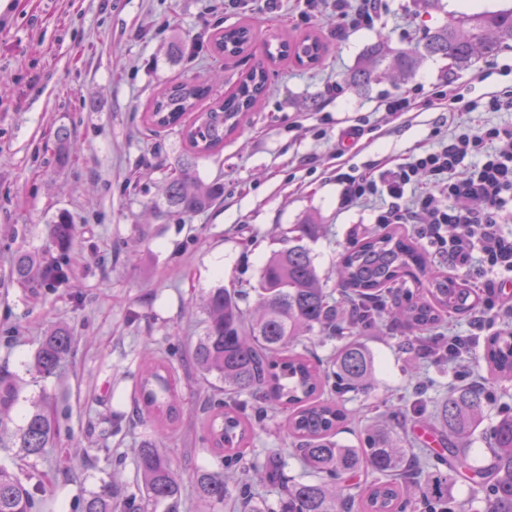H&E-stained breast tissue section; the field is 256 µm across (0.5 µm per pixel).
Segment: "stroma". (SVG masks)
I'll return each instance as SVG.
<instances>
[{
	"label": "stroma",
	"mask_w": 512,
	"mask_h": 512,
	"mask_svg": "<svg viewBox=\"0 0 512 512\" xmlns=\"http://www.w3.org/2000/svg\"><path fill=\"white\" fill-rule=\"evenodd\" d=\"M445 9L418 16L413 0H383L373 25L336 35V17L307 21L297 0H8L0 9V375L24 387L27 397L46 392L55 402L59 435L39 460L44 512H80L88 491L113 481L121 496L137 490L134 453L154 428L133 418L131 395L145 357L160 356L176 369L174 388L182 415L164 448L182 482L201 467L223 471L207 449L202 417L211 391L191 363L188 346L203 333L202 299L224 286L252 290L273 252L293 246L295 225L314 221L323 230L306 241L326 290L341 294L342 255L374 231L376 202L340 204L337 171H375L437 147L467 126L512 121V111L418 108L386 115V98L455 80L466 98L512 86V49L468 69L428 59L410 79H384L365 89L345 84L365 49L384 40L407 47L426 28L447 23L455 11L497 10L512 0H444ZM248 22L249 54L226 58L213 36ZM319 37L320 63L265 62L266 42ZM266 63L269 90L245 113L236 131L213 154L195 160L198 178L224 193L191 215L155 214L178 160L191 150L179 128H157L145 116L150 101L176 80H207L219 101L250 68ZM364 130L344 155L336 143L351 126ZM72 143L57 159L56 132ZM74 228L64 281L35 286L14 281L17 253L58 255L53 230ZM512 321L497 310L491 325L474 315L448 314L440 333L471 339L462 365L433 364L406 350L394 315L363 329L374 357V390L340 400L348 416L340 440L358 446L365 427L400 414L416 384L426 379L425 403L435 408L449 387L483 382L488 403L468 453L488 459L485 436L512 414V380L490 376L482 358L487 340ZM74 336L61 377L33 380L28 371L42 336L57 325ZM24 402L15 409L23 414ZM291 439L279 418L258 424L246 459L264 462L268 449Z\"/></svg>",
	"instance_id": "35a3bbf8"
}]
</instances>
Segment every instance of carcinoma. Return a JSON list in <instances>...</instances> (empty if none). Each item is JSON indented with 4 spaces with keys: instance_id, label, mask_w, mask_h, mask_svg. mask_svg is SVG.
Returning a JSON list of instances; mask_svg holds the SVG:
<instances>
[{
    "instance_id": "obj_1",
    "label": "carcinoma",
    "mask_w": 512,
    "mask_h": 512,
    "mask_svg": "<svg viewBox=\"0 0 512 512\" xmlns=\"http://www.w3.org/2000/svg\"><path fill=\"white\" fill-rule=\"evenodd\" d=\"M512 43V7L494 11L455 12L447 24L428 30L410 46L392 49L379 42L368 47L348 82L362 87L379 78L410 76L427 58L440 56L451 66L466 69L479 58L496 55ZM252 46L251 27L242 23L222 30L215 50L224 57H237ZM269 59L294 58L316 64L324 53L322 42L306 38L298 42H271L264 47ZM268 72L253 67L224 100L207 112H199L184 123L185 116L210 94L206 83L179 82L165 88L147 108L156 127L180 126L195 157H205L224 144L234 132L240 116L253 110L263 98ZM224 188L200 182L190 163L175 168L166 188L169 211L192 214L209 206ZM299 244L273 253L264 265L253 310L242 307L244 294L238 289L214 288L203 307L204 333L190 349V358L200 373L215 379L206 419L211 446L224 453V463L243 461L241 448L254 433L246 421L249 403L264 414L269 404L275 413L286 414L292 438V455L305 473L287 476L282 455L273 451L276 465L268 469L284 496L282 512H473L470 503L448 502V482L464 476L485 495L488 512H512V416L499 419L488 435L490 457L486 464L470 463L465 445L483 418L487 396L481 387H452L437 406L433 418L440 446L437 460L447 470H434L422 481L417 475L428 464L422 448L408 453L394 429L383 423L369 427L362 447L352 448L337 439L345 412L336 396L368 393L374 388V361L358 329L373 325L385 311L383 292L391 291L414 271L428 276L427 295L409 299L399 315L409 332L405 340L429 347L430 334L442 313L477 311L470 289L438 273L428 272V260L406 237L395 231L372 235L353 246L343 257L338 274L350 293L345 296L349 317L337 318L309 250L300 244L314 240L320 224L297 225ZM73 227L62 220L54 229L58 257L44 265L31 253L15 257L13 276L22 282H60L66 279L68 248ZM318 332L338 337L342 343L333 354L332 369L322 371L303 345L306 335ZM70 330L57 326L43 336L29 365V372L46 379L56 376L70 352ZM303 351H297L298 346ZM483 358L495 376L512 377V335L491 337ZM172 370L162 360L146 364L134 388L133 403L141 414L164 425L174 424L181 409L171 393ZM22 386L0 376V452L10 464L0 462V512H42L41 484L31 483L27 469L54 447L57 437L56 409L46 399L31 401L21 423L12 417ZM163 430L135 452L139 494L118 498L112 483L102 482L82 500L81 512H178L181 480L175 475L162 447ZM369 469L379 477L361 495L360 473ZM197 498L215 508L231 498L224 476L200 469L192 477ZM243 512H262L254 501L249 483L238 498Z\"/></svg>"
}]
</instances>
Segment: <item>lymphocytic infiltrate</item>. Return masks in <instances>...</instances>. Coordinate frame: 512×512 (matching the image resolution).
<instances>
[{"instance_id":"f902f5d3","label":"lymphocytic infiltrate","mask_w":512,"mask_h":512,"mask_svg":"<svg viewBox=\"0 0 512 512\" xmlns=\"http://www.w3.org/2000/svg\"><path fill=\"white\" fill-rule=\"evenodd\" d=\"M301 16L336 17V30L372 24L381 0H303ZM476 164L459 169L467 157ZM342 200L354 204L386 198L378 226L410 225L432 252L445 255L457 271L477 276L485 291L477 326L491 321L503 277L512 275V122L466 128L436 148L411 155L379 177L340 173Z\"/></svg>"}]
</instances>
